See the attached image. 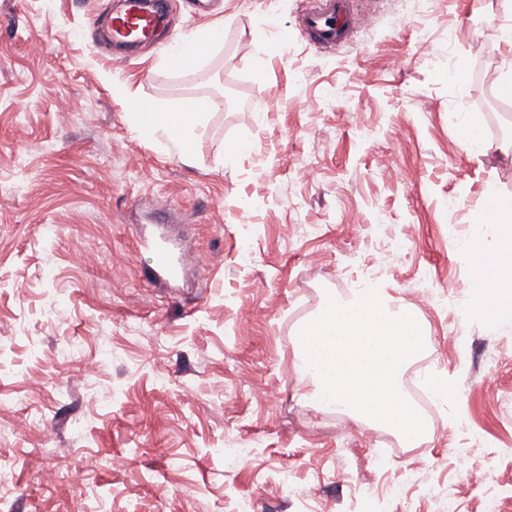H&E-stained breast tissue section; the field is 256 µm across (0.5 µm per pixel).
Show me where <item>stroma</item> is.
<instances>
[{
	"instance_id": "stroma-1",
	"label": "stroma",
	"mask_w": 512,
	"mask_h": 512,
	"mask_svg": "<svg viewBox=\"0 0 512 512\" xmlns=\"http://www.w3.org/2000/svg\"><path fill=\"white\" fill-rule=\"evenodd\" d=\"M165 0L123 62L118 0H0V494L9 512H484L512 498V329L477 309L464 241L512 161L476 156L496 121L502 11L484 0H357L340 49L300 33L306 0ZM221 27L196 65L170 58ZM42 51H29L31 42ZM403 59L393 68L392 57ZM466 65L462 96L448 73ZM215 101L178 151L133 129ZM66 102L67 111L56 109ZM124 141L114 153V140ZM251 140L252 150L230 153ZM192 254L153 273L151 244ZM374 269L428 330L426 391L450 395L398 456L397 433L316 411L293 376L300 326ZM428 281L432 297L415 293ZM495 357L496 390L480 380ZM272 401L251 400V385ZM482 458L463 455L474 441Z\"/></svg>"
}]
</instances>
